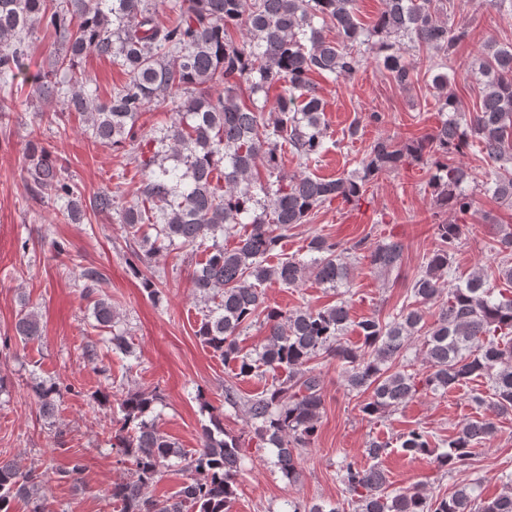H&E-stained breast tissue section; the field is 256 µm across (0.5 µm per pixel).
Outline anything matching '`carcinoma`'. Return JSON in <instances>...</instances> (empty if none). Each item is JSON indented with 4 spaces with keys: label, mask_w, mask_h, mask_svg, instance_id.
<instances>
[{
    "label": "carcinoma",
    "mask_w": 512,
    "mask_h": 512,
    "mask_svg": "<svg viewBox=\"0 0 512 512\" xmlns=\"http://www.w3.org/2000/svg\"><path fill=\"white\" fill-rule=\"evenodd\" d=\"M148 2L0 0V80H13L22 71L28 39L42 24L59 40L60 53L33 81L32 93L63 95L66 110L87 115L95 140L114 146L132 141L138 115L150 103L177 99L180 119L152 139L157 146L152 156L138 158L145 173L138 188L141 203L119 209L120 222L134 236L140 225H152L155 251L205 247L206 259L192 273V288L207 303L197 336L220 360L234 364L239 375L271 374L265 392L247 400L245 407L260 442L272 446L282 475L296 478L301 451L317 437L322 384L309 363L321 355L336 360L347 386L365 396L360 412L367 417L399 407L421 388L445 394L478 377L491 382L489 405L496 414L511 415L512 289L494 287L493 273L480 268L443 293L462 225H435L438 244L411 287L416 306L387 323L377 317L358 322L363 336L359 350L340 341L349 320L345 302L284 313L266 304L261 285L290 287L312 275L336 288L347 281V256L360 251L381 272L399 269L404 244L397 239L373 247L360 239L344 247L315 236L305 258L287 257L273 265L267 258L288 237V228L305 223L317 207L335 200L357 203L378 174L426 156L435 164L430 181L434 205L462 216L473 212L475 200L463 188L470 174L448 163V155L463 153L471 138L484 159L497 165L493 196L512 205V166L505 165L512 160V44L479 53L475 65L483 90L476 110L466 114L448 87L446 68L468 40V28L441 19L434 0H384L373 32L387 38L382 43L385 69L398 86L408 87L414 67L401 54L400 43L428 51L440 69L432 82L445 119L432 133L403 145L375 141L357 175H287L281 171L283 149L308 166L325 147L324 108L311 76L350 78L365 62L369 35L355 0H177L179 16L169 25L158 22ZM316 19L321 25L314 24ZM330 29L336 37L327 36ZM233 30L245 37L235 40ZM87 53L111 59L129 76L107 102L96 101L75 70L76 59ZM215 83L224 84V95L214 99L209 88ZM244 85L246 102L238 95ZM276 85L281 87L276 107L263 120L264 107L257 105L256 95ZM25 162L32 198L64 201L70 217L77 219V186L58 159L31 143ZM260 163L276 180L258 187L254 171ZM257 189L264 199L257 197ZM93 209L112 212V192L98 193ZM239 224H249L251 230L239 236ZM234 235L235 246H224V237ZM80 279L90 297L104 274L90 268ZM430 303L439 304V318L428 326L423 307ZM93 310L102 326L115 319L104 298L94 301ZM260 318L267 335L258 349L244 353L238 345L240 331ZM15 332L24 341L41 336L34 311L21 310ZM415 338L423 340L428 364L422 377L386 367ZM33 391L43 415L52 416L59 384L40 380ZM157 403V394L145 392H131L118 403L121 417L112 430V447L133 466L131 478L112 486L120 512H184L187 506L196 512H231L244 456L239 440L224 432L222 414L211 413L201 448L187 457L150 419ZM496 432L490 418L469 421L440 449L425 432L412 429L403 435L401 449L453 471L468 463L476 444ZM174 459L185 462L190 472L177 495H148ZM341 481L355 497L358 512H512V483L493 498L483 497L480 484L472 482L431 501L417 486L389 489L377 464L365 468L352 462L342 465ZM41 492L42 474L36 469L0 461V512H11L16 500L26 502L30 512H45Z\"/></svg>",
    "instance_id": "obj_1"
}]
</instances>
